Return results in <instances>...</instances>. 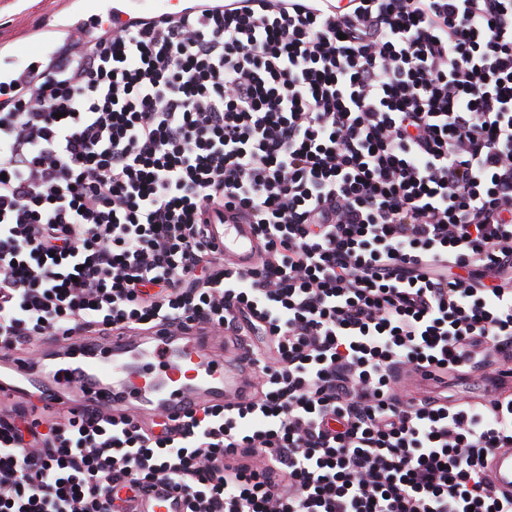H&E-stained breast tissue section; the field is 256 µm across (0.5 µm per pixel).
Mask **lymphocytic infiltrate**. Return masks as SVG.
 <instances>
[{"mask_svg":"<svg viewBox=\"0 0 512 512\" xmlns=\"http://www.w3.org/2000/svg\"><path fill=\"white\" fill-rule=\"evenodd\" d=\"M158 324L262 331L254 399L1 408L0 512H512V399L402 382L512 363V0H243L0 80V348ZM208 224L209 236L224 253V261L239 271L253 266L260 258V239L252 224H221L213 219ZM487 469L496 489L512 492V447L494 449L487 458ZM137 512H183V501L167 487L159 485L148 493L146 506Z\"/></svg>","mask_w":512,"mask_h":512,"instance_id":"f902f5d3","label":"lymphocytic infiltrate"}]
</instances>
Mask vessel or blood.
Segmentation results:
<instances>
[{
	"instance_id": "1",
	"label": "vessel or blood",
	"mask_w": 512,
	"mask_h": 512,
	"mask_svg": "<svg viewBox=\"0 0 512 512\" xmlns=\"http://www.w3.org/2000/svg\"><path fill=\"white\" fill-rule=\"evenodd\" d=\"M209 236L226 262L245 270L260 258V239L250 224H209ZM246 351L222 346L218 336L195 326L178 332L97 337L47 338L38 357L10 353L0 358V396L17 402L32 392L44 394L52 410H80L89 405L125 413L160 411L181 418L203 405H224L251 398ZM496 489L512 492V447L497 448L487 458ZM180 498L156 486L141 512H183Z\"/></svg>"
}]
</instances>
